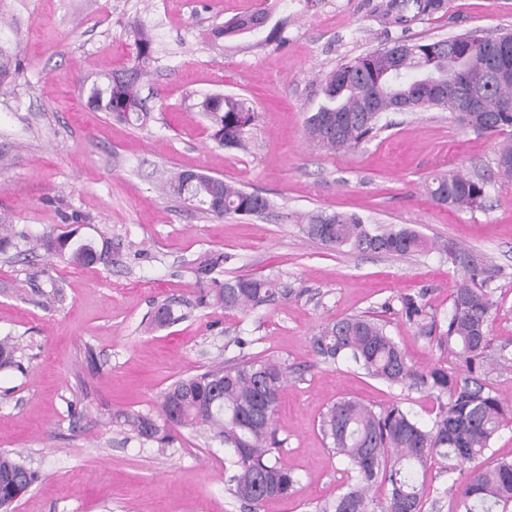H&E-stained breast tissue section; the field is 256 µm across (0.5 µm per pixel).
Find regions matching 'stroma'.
<instances>
[{
  "mask_svg": "<svg viewBox=\"0 0 512 512\" xmlns=\"http://www.w3.org/2000/svg\"><path fill=\"white\" fill-rule=\"evenodd\" d=\"M380 0H0V51L18 71L0 94V224L33 234L108 242L112 258L73 266L42 254L0 258V336L19 345L20 368L0 370V453H18L40 478L15 512H248L229 491L224 447L201 429H177L165 446L112 423L115 410L157 415L180 377L243 356L286 360L274 423L280 457L298 483L260 512H315L350 481L320 431L344 397L392 402L431 423L438 402L365 376L349 362H321L310 339L352 315L381 320L420 367L455 356L403 313L409 295L445 326L463 273L440 252L341 253L305 237L293 215L343 211L385 230L409 226L435 244L453 240L500 270L490 315L491 359L512 362V182L496 177L502 136L479 135L437 109L389 113L388 129L349 152L311 143L308 112L325 75L392 44L512 31V0H445L442 11L391 27ZM265 11L270 24L228 41L225 21ZM285 23L283 39L270 25ZM154 35L142 82L150 117L131 126L93 110V83L131 68V32ZM247 98L256 119L248 151L211 137L204 96ZM191 169L268 197L259 217L217 219L159 189L162 172ZM488 178L482 207L432 202L424 183L441 171ZM231 254L225 278L278 276L285 294L249 313L198 308L195 259ZM55 279L60 301L44 284ZM179 321L149 324L161 302Z\"/></svg>",
  "mask_w": 512,
  "mask_h": 512,
  "instance_id": "1",
  "label": "stroma"
}]
</instances>
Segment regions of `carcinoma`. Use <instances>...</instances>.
I'll list each match as a JSON object with an SVG mask.
<instances>
[{"mask_svg":"<svg viewBox=\"0 0 512 512\" xmlns=\"http://www.w3.org/2000/svg\"><path fill=\"white\" fill-rule=\"evenodd\" d=\"M443 0H383L380 16L393 25L433 14ZM266 13L233 18L217 30L228 39L254 33L265 26ZM137 63L129 80L106 89L94 86L89 103L120 121L142 124L148 116L141 96L140 78L150 59L153 40L144 28L133 31ZM471 34L428 43L404 39L387 48L341 64L323 79V99L305 119L308 139L328 150H351L373 139L385 125L389 112H416L423 108L450 110L448 102L427 91L431 79L467 74L482 83V109L454 113L460 124L480 134H498L512 128V110L502 106L512 101V46L506 51L509 73L497 75L495 56L480 51L464 53L449 41L469 43ZM200 108L209 116L214 138L220 144L241 148L244 132L255 120L249 102L232 95H208ZM500 175L512 180V141L502 142L496 158ZM488 180L459 171L438 173L425 182L429 198L440 206L457 209L481 205ZM165 192L197 211L215 218L226 215L259 216L269 211L270 201L237 184L197 171L171 173ZM300 231L308 238L340 252L408 255L427 248L424 237L411 227L376 232L356 214L316 212L300 217ZM35 253L43 250L75 264H92L108 253V242L98 249L75 238V233L32 236L12 224L0 225V255L20 247ZM448 263L462 269L452 296L446 329L436 337L459 360L461 368L450 370L435 363L418 369L407 351L389 335L386 325L366 315L339 319L323 326L311 338L312 351L325 363L350 361L369 377L401 388L420 387L439 401L432 424L423 425L400 403L376 410L353 398H343L323 414L320 429L335 453L346 461L352 483L316 512H422L425 484L419 473L431 462L440 464L449 487L458 500L459 512H512V459L480 463L490 451L512 407L504 405L486 382L490 311L494 306L490 286L498 277L492 262L454 241L439 245ZM231 256L207 253L192 268L202 286L198 303L226 310L247 312L284 295L272 276H237L219 279ZM407 321L421 326L422 306L411 296L402 299ZM178 320L172 305L156 306L152 322L158 327ZM18 347L9 336L0 338V370L18 365ZM288 379V364L281 360L251 356L201 373L180 377L161 395L163 423L141 414L119 411L112 422L143 443H164L178 428L205 426L228 450L232 471L230 491L250 506V512L273 498H287L297 479L277 455L274 415ZM447 402H441L442 398ZM35 472L22 460L0 453V512H12L20 499L12 483L28 491ZM386 486L383 499L368 497L377 486Z\"/></svg>","mask_w":512,"mask_h":512,"instance_id":"carcinoma-1","label":"carcinoma"}]
</instances>
